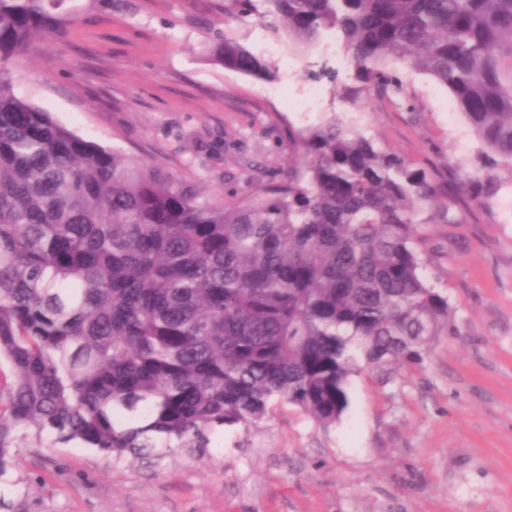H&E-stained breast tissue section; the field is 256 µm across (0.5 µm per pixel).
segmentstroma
<instances>
[{
  "instance_id": "obj_1",
  "label": "stroma",
  "mask_w": 512,
  "mask_h": 512,
  "mask_svg": "<svg viewBox=\"0 0 512 512\" xmlns=\"http://www.w3.org/2000/svg\"><path fill=\"white\" fill-rule=\"evenodd\" d=\"M67 21L13 69L17 93L84 139L165 168L233 202L287 179V128L337 114L424 168L483 172L447 89L401 68L400 103L343 102L322 69L345 59L282 44L271 79L212 65L208 24L224 0H68ZM311 84L321 105L296 102ZM424 274L447 296L458 333L390 380L364 371L323 428L287 407L216 448L116 461L88 448L19 440L0 476L17 512H512V186L463 224H428Z\"/></svg>"
}]
</instances>
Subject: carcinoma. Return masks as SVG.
<instances>
[{
	"label": "carcinoma",
	"mask_w": 512,
	"mask_h": 512,
	"mask_svg": "<svg viewBox=\"0 0 512 512\" xmlns=\"http://www.w3.org/2000/svg\"><path fill=\"white\" fill-rule=\"evenodd\" d=\"M65 3L0 0V474L20 438L162 459L287 405L329 427L352 375L422 364L451 330L422 225L465 223L504 179L414 168L332 115L288 128L287 180L206 197L17 95L13 65ZM258 15L303 50L335 32L345 102L403 98L392 61L430 76L512 176V0H263ZM207 54L273 74L228 33Z\"/></svg>",
	"instance_id": "carcinoma-1"
}]
</instances>
